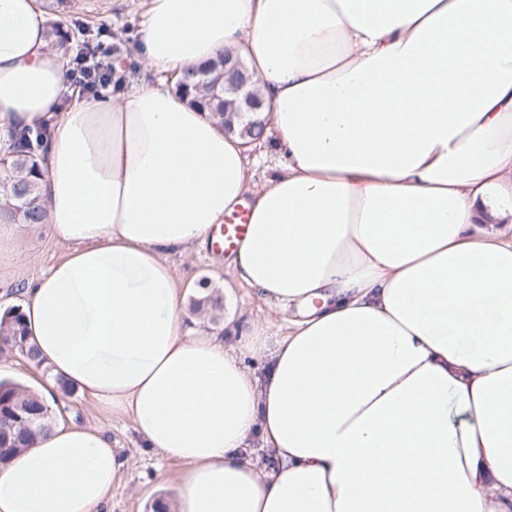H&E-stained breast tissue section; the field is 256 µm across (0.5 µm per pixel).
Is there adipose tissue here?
I'll return each instance as SVG.
<instances>
[{"instance_id":"obj_1","label":"adipose tissue","mask_w":512,"mask_h":512,"mask_svg":"<svg viewBox=\"0 0 512 512\" xmlns=\"http://www.w3.org/2000/svg\"><path fill=\"white\" fill-rule=\"evenodd\" d=\"M227 49L283 152L259 186L147 79L63 107L37 0H0V136L48 130L39 204L70 247L20 303L41 397L77 388L184 463L170 512H512V0H149L131 60ZM248 191L228 273L299 316L195 333L169 258ZM124 465L59 418L0 468V512H105Z\"/></svg>"}]
</instances>
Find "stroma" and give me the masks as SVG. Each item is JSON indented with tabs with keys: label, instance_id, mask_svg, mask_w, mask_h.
<instances>
[{
	"label": "stroma",
	"instance_id": "1",
	"mask_svg": "<svg viewBox=\"0 0 512 512\" xmlns=\"http://www.w3.org/2000/svg\"><path fill=\"white\" fill-rule=\"evenodd\" d=\"M39 4L45 14H63L73 24L90 23L94 42L112 45L118 60L129 55L147 8L146 0H39ZM67 254V245L52 235L48 225H13L9 235L0 238V308L14 307L21 288L47 274ZM169 262L185 285L184 298L195 295L205 281L211 291L225 293V312L257 313L259 304L245 289L236 286L225 291L223 256L199 246L170 257ZM65 405L77 423L104 430L126 460L112 485L108 512H153L164 487L183 476L184 466L141 447L128 420L113 417L80 392H72Z\"/></svg>",
	"mask_w": 512,
	"mask_h": 512
}]
</instances>
